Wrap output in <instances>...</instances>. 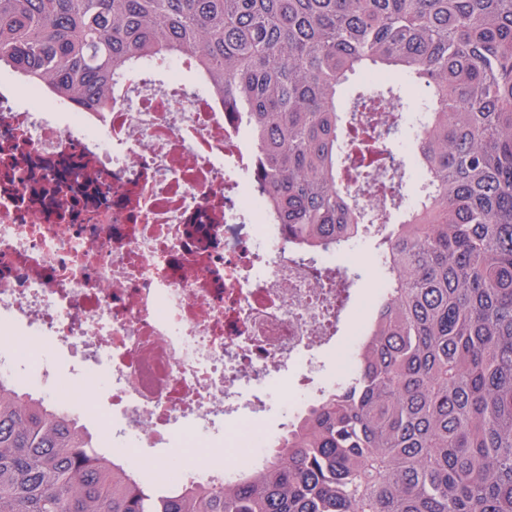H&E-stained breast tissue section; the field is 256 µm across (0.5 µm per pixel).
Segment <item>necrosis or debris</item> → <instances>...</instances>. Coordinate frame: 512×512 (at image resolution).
<instances>
[{
	"label": "necrosis or debris",
	"mask_w": 512,
	"mask_h": 512,
	"mask_svg": "<svg viewBox=\"0 0 512 512\" xmlns=\"http://www.w3.org/2000/svg\"><path fill=\"white\" fill-rule=\"evenodd\" d=\"M254 154L194 63L156 59L76 110L17 74L0 84V373L68 386L81 407L107 378L99 432L154 448L201 440L186 479L238 474L244 432L277 391L298 416L306 374L343 313L346 271L301 256L250 186ZM40 336L80 353L79 379L24 351Z\"/></svg>",
	"instance_id": "4bbe7bcc"
}]
</instances>
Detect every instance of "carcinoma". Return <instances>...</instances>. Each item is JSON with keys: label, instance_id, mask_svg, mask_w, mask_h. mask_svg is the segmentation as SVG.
<instances>
[{"label": "carcinoma", "instance_id": "obj_1", "mask_svg": "<svg viewBox=\"0 0 512 512\" xmlns=\"http://www.w3.org/2000/svg\"><path fill=\"white\" fill-rule=\"evenodd\" d=\"M176 56L236 114L288 244L379 238L387 294L353 369L220 485H147L0 375V512H512V0H0V65L80 109ZM406 78L430 98L407 150L427 192L391 224L351 186L401 191L365 161L398 121L359 116L402 111Z\"/></svg>", "mask_w": 512, "mask_h": 512}]
</instances>
